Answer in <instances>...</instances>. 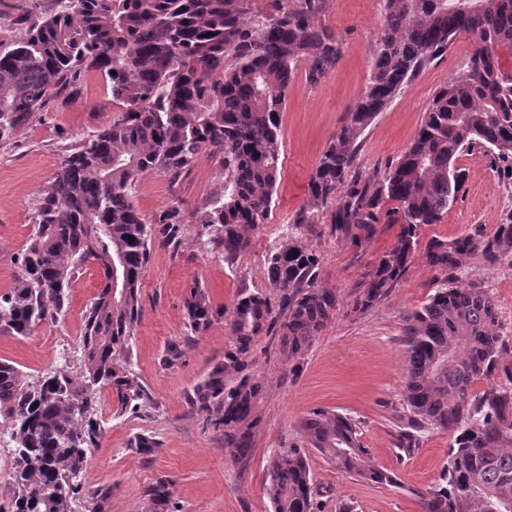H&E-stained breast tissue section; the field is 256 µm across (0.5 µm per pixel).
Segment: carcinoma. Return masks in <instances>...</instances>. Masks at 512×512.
<instances>
[{"label": "carcinoma", "mask_w": 512, "mask_h": 512, "mask_svg": "<svg viewBox=\"0 0 512 512\" xmlns=\"http://www.w3.org/2000/svg\"><path fill=\"white\" fill-rule=\"evenodd\" d=\"M32 2L26 31L0 51V142L18 138L53 96L67 89L76 95L84 71L100 72L122 106L112 123L67 149L37 200L13 285L0 295V335L28 336L64 315L70 284L88 265L109 254L120 260L119 288H110L103 273L85 311L80 370L62 366L34 377L0 357V422L15 448L0 497L9 512H72L83 463L103 434L101 392L110 393L119 413L150 404L131 356L153 244L179 250L192 223L194 246L228 265L250 248L251 234L272 211L288 85L301 68L309 81H320L339 63L342 45L316 23L324 0L252 16L243 0ZM463 34L472 38L463 72L435 92L410 144L382 169H355L361 137L378 114ZM501 47L512 48V0H386L366 87L318 157L307 203L293 217L295 229H310L330 206L337 237L358 248L380 225H400L360 286L357 312L387 297L417 251L440 272L435 292L403 330L406 411L398 454L413 456L436 433L451 439L441 483L414 492L422 512H512V345L493 295L457 283L473 258L512 264V211L490 234L432 238L423 246L418 234L463 195L462 154L482 150L512 184V73L502 69ZM202 153L220 165L219 190L188 216L178 200L152 216L138 211L132 193L139 179L162 174L174 185ZM320 264L315 249L288 234L266 260L278 309L264 294L242 290L225 319L232 348L194 389L192 405L216 417L234 459L246 456L257 425L263 381L247 372L257 336L279 332L295 374L341 306L335 289L318 285ZM185 310L188 336L223 315L197 283ZM479 380L486 386L475 391ZM301 428L303 443H284L268 460L272 512L317 509L310 449L365 481L398 485L393 471L372 461L347 415L317 410ZM130 448L148 457L158 442L141 434ZM146 496L148 512H179L166 480ZM111 497V486L98 487L89 512H105Z\"/></svg>", "instance_id": "1"}]
</instances>
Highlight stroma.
<instances>
[{"instance_id": "obj_1", "label": "stroma", "mask_w": 512, "mask_h": 512, "mask_svg": "<svg viewBox=\"0 0 512 512\" xmlns=\"http://www.w3.org/2000/svg\"><path fill=\"white\" fill-rule=\"evenodd\" d=\"M385 0H324L316 17L340 41V63L317 84L297 74L288 87L281 115V178L270 221L251 238V246L234 265L184 244L179 251L154 246L141 278L142 315L135 331L133 369L151 397L150 406L116 416L110 399H102L98 417L104 433L87 455L83 486L112 488L108 512H144L147 488L157 479L170 482L178 512H270L264 484L272 451L283 441L302 439L303 419L315 409L338 410L359 422L360 440L371 459L397 475V486L372 484L310 452L313 478L322 492L323 512L346 504L354 512H420L417 492L438 482L448 461L449 439L426 438L409 458L399 457L395 426L402 415L401 336L405 316L426 303L439 274L421 256H414L396 288L372 309H353L354 295L372 261L394 242L400 227L383 224L362 248L337 238L327 212H320L305 241L321 257L319 285L336 289L343 306L316 338L298 373H290L277 338L260 336L252 350V369L265 381L258 401V425L249 456L235 460L224 452V437L197 411L189 396L231 348L223 318L192 340H185L184 302L192 285L206 289L214 309L231 307L241 289L276 292L265 278V261L282 241L283 230L308 199L315 162L341 126L345 113L361 95L369 78L373 54L385 17ZM469 36L457 37L447 53L420 72L380 112L362 137L355 165L363 171L383 166L411 142L437 88L459 76L471 50ZM79 93H60L32 114L23 133L0 143V293L8 291L18 271L16 260L32 233L33 208L40 191L62 162L71 143L110 123L120 110L101 75L82 74ZM468 181L461 199L440 223L425 226L420 242L454 239L479 229L492 232L512 210V185L505 184L482 151L461 155ZM222 175L208 155L198 157L178 185L149 175L137 182L133 202L142 214L153 215L174 200L185 211L219 189ZM469 278L493 295L507 336H512V264H469ZM100 283L97 267L75 278L70 304L55 323L38 326L26 337L1 336L0 357L18 363L26 374L40 376L63 365L79 369L80 340L86 306ZM184 354L168 363L171 343ZM159 443L149 458L131 453L127 445L139 434Z\"/></svg>"}]
</instances>
